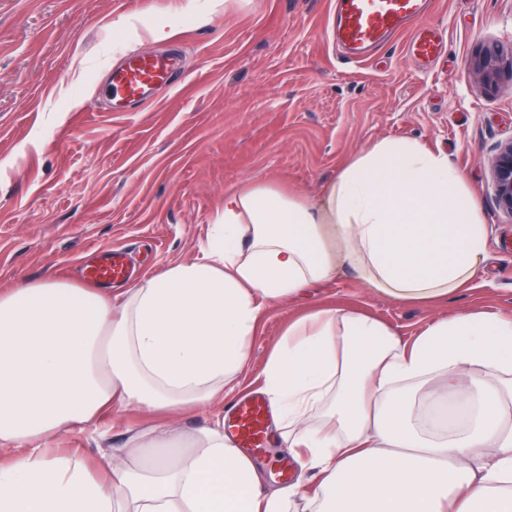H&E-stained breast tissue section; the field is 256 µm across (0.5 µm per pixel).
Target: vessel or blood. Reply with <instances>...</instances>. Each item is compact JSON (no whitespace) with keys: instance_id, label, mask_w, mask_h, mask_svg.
I'll use <instances>...</instances> for the list:
<instances>
[{"instance_id":"vessel-or-blood-1","label":"vessel or blood","mask_w":512,"mask_h":512,"mask_svg":"<svg viewBox=\"0 0 512 512\" xmlns=\"http://www.w3.org/2000/svg\"><path fill=\"white\" fill-rule=\"evenodd\" d=\"M431 7V0H336V46L349 58L361 59L407 29L411 36L406 53L422 63H433L443 52L444 36L438 25L426 20ZM178 66L172 53L127 55L108 75L111 111H128L157 88L172 84ZM81 275L86 283L98 285L126 279L129 268L115 250L83 268ZM228 414L237 445L252 455L265 453L269 417L265 402L259 398L236 402Z\"/></svg>"}]
</instances>
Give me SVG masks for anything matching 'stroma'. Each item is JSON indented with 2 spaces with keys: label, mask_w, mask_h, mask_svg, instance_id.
<instances>
[{
  "label": "stroma",
  "mask_w": 512,
  "mask_h": 512,
  "mask_svg": "<svg viewBox=\"0 0 512 512\" xmlns=\"http://www.w3.org/2000/svg\"><path fill=\"white\" fill-rule=\"evenodd\" d=\"M334 0H0V289L59 277L82 285L100 251L122 248L136 277L200 256L226 190L255 182L315 201L337 170L388 137L417 138L467 175L488 227L490 272L448 298L400 303L349 272L268 306L243 384L260 386L291 321L321 308L375 317L412 339L461 310L512 315V217L489 159L512 138V76L488 86L473 64L512 50V0H433L440 59L394 38L362 62L328 37ZM166 29L165 40L152 37ZM181 48L174 88L102 111L108 71L132 52ZM223 402L165 417L129 407L65 448L97 453L100 431L214 424Z\"/></svg>",
  "instance_id": "35a3bbf8"
}]
</instances>
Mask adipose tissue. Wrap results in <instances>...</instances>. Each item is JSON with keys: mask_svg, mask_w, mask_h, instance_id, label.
I'll list each match as a JSON object with an SVG mask.
<instances>
[{"mask_svg": "<svg viewBox=\"0 0 512 512\" xmlns=\"http://www.w3.org/2000/svg\"><path fill=\"white\" fill-rule=\"evenodd\" d=\"M488 260L466 174L421 140L386 138L317 203L262 182L226 192L201 257L130 287L0 290V512H512V317L486 311L409 343L342 307L289 324L264 390L308 477L268 494L218 424L130 427L92 464L52 450L115 409L220 398L264 307L344 269L423 304Z\"/></svg>", "mask_w": 512, "mask_h": 512, "instance_id": "adipose-tissue-1", "label": "adipose tissue"}]
</instances>
